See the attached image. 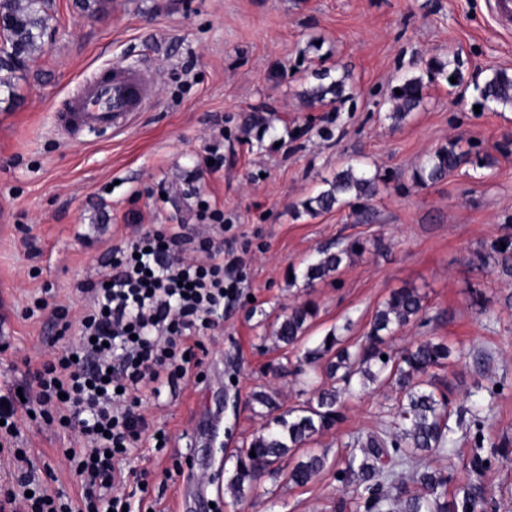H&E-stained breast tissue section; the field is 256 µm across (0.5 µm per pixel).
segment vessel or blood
<instances>
[{
  "instance_id": "b4317fda",
  "label": "vessel or blood",
  "mask_w": 512,
  "mask_h": 512,
  "mask_svg": "<svg viewBox=\"0 0 512 512\" xmlns=\"http://www.w3.org/2000/svg\"><path fill=\"white\" fill-rule=\"evenodd\" d=\"M156 75L151 71L114 66L87 82L56 113L57 125L88 133L115 131L152 102Z\"/></svg>"
}]
</instances>
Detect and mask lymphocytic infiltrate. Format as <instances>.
<instances>
[{"mask_svg": "<svg viewBox=\"0 0 512 512\" xmlns=\"http://www.w3.org/2000/svg\"><path fill=\"white\" fill-rule=\"evenodd\" d=\"M198 239L182 227L137 230L103 253L101 277L81 292L77 320L55 312L45 360L26 369L20 390L0 404V452L10 456V486L0 512H125L143 475L120 463L152 428L146 393L189 377L198 337L218 326L235 286L224 266L223 224ZM70 433L62 456L81 486L78 502L36 479L16 445L18 411Z\"/></svg>", "mask_w": 512, "mask_h": 512, "instance_id": "lymphocytic-infiltrate-1", "label": "lymphocytic infiltrate"}]
</instances>
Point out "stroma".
Instances as JSON below:
<instances>
[{
    "label": "stroma",
    "mask_w": 512,
    "mask_h": 512,
    "mask_svg": "<svg viewBox=\"0 0 512 512\" xmlns=\"http://www.w3.org/2000/svg\"><path fill=\"white\" fill-rule=\"evenodd\" d=\"M490 2L104 0L92 15L78 0H54L45 53L18 72L15 101L0 104V390L41 360L52 333L48 315L24 316L35 298L78 317L79 288L97 278L107 244L140 225L210 235L197 219L203 199L236 241L224 262L240 273L241 292L202 336L191 381L142 403L168 441L158 451L144 435L126 466L148 470L154 512H334L337 499H351L336 465L356 437L391 421V388L371 385L346 401L343 422L311 444L327 466L306 485L289 483L286 458L237 501L224 492L222 459L265 422L254 393L302 406L312 392L298 370L306 350L331 332L361 342L400 288L422 296L424 320L399 330L392 348L446 343L451 356L434 383L453 404L500 386L484 436L512 445V259L490 250L512 235V109L479 95L494 71L512 72V30L496 24ZM437 55L461 84L430 73ZM116 64L157 71L152 105L113 136H56L63 99ZM323 71L346 75L347 95L309 105L303 93ZM413 75L423 104L393 125L390 89ZM451 141L466 153L461 166L415 185L414 170ZM215 150L218 169L208 163ZM350 163L378 175L377 194L307 214L303 202ZM353 240L362 255L304 278L317 248ZM304 302L317 307L304 337L277 343L273 323ZM18 445L41 481L75 494L59 462L62 434L31 422ZM481 482L492 512H512V455L493 458Z\"/></svg>",
    "instance_id": "obj_1"
}]
</instances>
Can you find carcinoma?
<instances>
[{"mask_svg":"<svg viewBox=\"0 0 512 512\" xmlns=\"http://www.w3.org/2000/svg\"><path fill=\"white\" fill-rule=\"evenodd\" d=\"M54 20L52 0H0V103L15 98L14 75L26 63L45 52L44 37ZM346 77L329 84L322 83L305 92L311 105L328 99H340L345 93ZM397 88L402 94L390 95L389 118L399 123L423 102V81L406 77ZM483 100L499 107H512V74L496 70L480 89ZM465 152L456 143L436 148L416 169L413 180L419 185L440 182L463 162ZM378 176H369L349 164L327 182L328 188L302 203L305 212L316 216L336 205L352 200L368 199L377 191ZM363 252L358 241L337 251L320 248L303 272L308 280L336 272L343 260ZM422 297L413 288H401L376 310L370 329L358 348L344 346L335 333L323 338L319 346L305 354L313 370L331 381L319 387L314 397L298 408L281 410L276 395L257 393L253 400L266 408V423L257 431L249 445L228 458L224 470V492L234 498L249 493L255 481L278 461L305 447L314 437L329 432L343 419L344 397L353 393L354 378L368 379L378 385H391L400 393L396 419L389 428H382L357 438L348 456L336 467L343 485L357 484L355 506L364 512H486L490 502L482 483L470 480L455 486V459L479 476L491 462V455L506 454L507 443L491 448L485 454L486 416L483 407L495 400L496 391L486 389L471 406L452 411L445 394H436L431 370L442 367L450 351L443 342L431 339L392 356L387 351V338L397 330L421 318ZM316 308L303 303L279 322L273 335L286 345L297 342L305 333L306 323L316 316ZM387 359H382V356ZM475 429V434L468 430ZM470 448L468 454L459 451ZM255 456H250V453ZM448 461L444 466L432 465V459ZM326 467V458L305 451L288 472V481L303 486L317 478ZM390 483L395 495L383 493Z\"/></svg>","mask_w":512,"mask_h":512,"instance_id":"1","label":"carcinoma"}]
</instances>
